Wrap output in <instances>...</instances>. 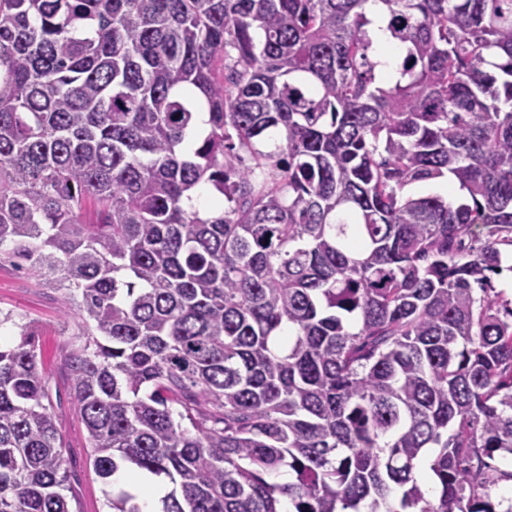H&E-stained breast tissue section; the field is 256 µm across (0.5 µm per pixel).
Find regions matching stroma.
<instances>
[{
  "mask_svg": "<svg viewBox=\"0 0 512 512\" xmlns=\"http://www.w3.org/2000/svg\"><path fill=\"white\" fill-rule=\"evenodd\" d=\"M7 314L12 321L1 326L0 332L11 334L16 325L29 323L39 335L43 368L65 448L72 512H107L102 481L88 459L87 431L70 398L66 360L83 345V320L62 290L42 277L19 271L4 248L0 250V317Z\"/></svg>",
  "mask_w": 512,
  "mask_h": 512,
  "instance_id": "obj_1",
  "label": "stroma"
}]
</instances>
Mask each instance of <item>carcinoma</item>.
Segmentation results:
<instances>
[{
	"label": "carcinoma",
	"mask_w": 512,
	"mask_h": 512,
	"mask_svg": "<svg viewBox=\"0 0 512 512\" xmlns=\"http://www.w3.org/2000/svg\"><path fill=\"white\" fill-rule=\"evenodd\" d=\"M379 2L391 83L368 0H0V248L82 316L110 512L121 471L154 512H512V0ZM64 465L23 325L0 512H72ZM368 16L372 19V37L377 46L378 73L385 81H394L397 74V51L391 44L386 31L385 11L381 3L370 0ZM119 479L127 486L138 487L141 490L142 504L145 506L144 511H153L154 502L160 494V490L155 485H146L145 480L136 473L122 474Z\"/></svg>",
	"instance_id": "cac0c4a2"
}]
</instances>
